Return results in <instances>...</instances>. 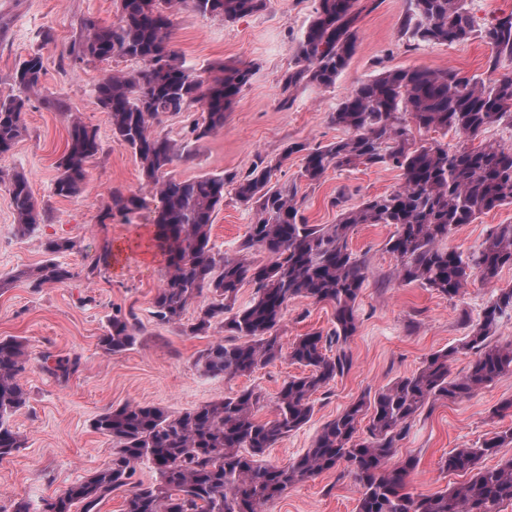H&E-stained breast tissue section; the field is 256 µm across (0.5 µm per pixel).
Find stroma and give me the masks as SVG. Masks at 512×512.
<instances>
[{"instance_id":"obj_1","label":"stroma","mask_w":512,"mask_h":512,"mask_svg":"<svg viewBox=\"0 0 512 512\" xmlns=\"http://www.w3.org/2000/svg\"><path fill=\"white\" fill-rule=\"evenodd\" d=\"M476 33L453 45L423 44L411 49L399 33L404 0H379L360 22L357 53L329 89L302 88L290 108L280 106L281 80L294 65L296 43L311 20L317 0H270L267 8L234 23L204 17L183 5L171 41L185 65L194 68L251 64L254 75L229 112L222 131L193 144L189 162L173 164L171 176L184 180L206 173L246 172L258 158L278 157L292 143L325 145L343 137L329 115L357 83L368 79L377 62L390 68L454 67L477 79H488V50L479 36L496 16L512 11V0H468ZM117 0H0V96L14 94L16 66L40 53L45 74L43 90L26 111V131L14 148L0 156V169L24 172L46 219L34 233L16 232L8 194L0 189V278L13 282L0 290V338L25 341L28 357L21 382L27 405L11 423L25 440L24 448L0 461V512H13L14 502L38 504L72 482L103 468L112 457V442L93 431V418L105 408L127 402L159 405L182 412L224 399L239 390L260 391L267 403L259 411L270 418V403L298 366L279 359L255 373L234 379L206 376L197 364L207 336H188L152 315L153 299L167 271L154 241L149 205L154 204L134 154L112 138L107 112L97 104L94 86L117 71H130L134 62L116 58L85 65L74 62L70 47L86 18L115 22ZM99 131L103 151L88 163L82 192L67 199L54 195L57 162L64 154L72 117ZM300 157L292 155L276 173L279 183L296 185L310 223L332 224L337 209L331 201L344 195L347 206L388 193L402 182L389 166L328 170L319 184L297 178ZM113 189L144 196L148 204L131 220L101 223ZM252 214L225 193L212 240L216 250L234 254L243 242ZM512 224V205L497 207L473 223L457 227L448 246L466 253L478 251L489 229ZM393 231L386 224H362L350 246L369 271L358 301L359 326L348 343L352 364L343 375L318 392L311 421L279 441L268 460L286 463L308 448L322 425L336 417L367 390L379 389L410 375L431 353L458 345L467 334L461 318L479 319L499 287L512 285V266L503 267L496 286L470 283L458 296L447 298L420 283L405 284L394 276L397 260L384 244ZM49 237L75 241L74 250L59 262L73 268L75 278L64 284L31 287L16 279L18 270L43 263ZM113 247L112 261L93 279L85 271L94 263L103 242ZM134 312L142 327L136 346L118 355L99 343L116 312ZM333 309L305 298L289 301L278 331L282 347L312 330L330 331ZM79 356L80 367L69 379L44 368L45 354ZM512 399V376L478 389L471 397L440 402L414 420L397 444L391 464L415 458L409 488L430 495L465 482L462 474L442 471L440 461L455 448L472 446L512 427V410L496 414L501 402ZM358 488L337 472L322 473L299 483L267 512H355Z\"/></svg>"}]
</instances>
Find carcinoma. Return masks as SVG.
Wrapping results in <instances>:
<instances>
[{"instance_id":"carcinoma-1","label":"carcinoma","mask_w":512,"mask_h":512,"mask_svg":"<svg viewBox=\"0 0 512 512\" xmlns=\"http://www.w3.org/2000/svg\"><path fill=\"white\" fill-rule=\"evenodd\" d=\"M185 0H118V19L110 25L87 19L73 42L74 60L85 65L116 56L140 64L119 71L94 88L99 106L109 114L112 139L130 148L139 160L144 183L157 197L153 211L155 240L167 275L153 301V315L190 336L218 332L221 337L202 350L197 364L211 377L233 379L253 374L282 357L278 329L288 301L303 297L334 308L331 334L309 332L298 337L287 358L303 368L281 386L273 416L257 413L264 398L253 389L195 409L176 413L164 407L125 403L98 414L95 432L112 440L108 465L42 500L39 512H100L112 493L123 492L122 512H265L290 487L324 472L343 468L359 487L356 512H501L512 504V458L492 468L483 459L512 444V428L480 445L455 448L441 469L470 475L445 491L415 494L408 478L416 460L390 467L396 442L411 422L439 401L455 402L512 375V345L494 340L499 321L512 310V286L497 289L478 322L465 320L468 333L457 346L430 354L413 374L366 392L336 418L327 421L310 448L285 464L268 463L266 451L306 426L314 414V395L350 364L346 345L358 329L357 301L368 278L364 261L349 246L360 224H388L386 242L397 259L395 277L419 282L450 299L473 280L496 284L500 270L512 265V224H498L471 256L448 248V237L461 224L501 205L512 204V147L472 146L467 141L494 124L512 126V12L482 31L495 76L477 81L454 68H386L359 82L331 113V122L346 136L325 146H289L276 158L259 159L244 174H203L180 180L168 175L176 161L192 159L189 143L224 128L226 112L253 76L250 65L211 66L203 71L180 61L171 42L177 6ZM268 0H190L202 16L226 23L261 12ZM316 12L295 49L294 67L283 76L282 107L301 87L334 86L358 48V22L369 9L363 0H318ZM407 45L453 44L467 40L474 22L467 0H406L399 23ZM40 54L23 60L13 80L18 93L0 98V155L12 150L26 131L31 96L42 89ZM201 110L183 142L153 129L167 112ZM452 130L466 142L450 149L442 143H420L414 131ZM96 128L78 117L69 126L67 151L57 164L54 195L71 198L83 190L86 163L99 155ZM303 153L300 176L317 184L330 169L388 165L401 171L397 189L341 210L334 224H310L297 199V186L273 181L288 158ZM253 212L239 254L214 250L211 229L224 206V187ZM0 187L8 192L19 236L31 234L44 220L27 176L0 170ZM144 208L136 193L111 192L101 221L124 218ZM74 248L69 238H49L42 264L0 279V288L24 279L34 288L65 283L75 277L55 257ZM262 253L267 262L253 259ZM105 243L86 278L108 266ZM253 285L251 300L237 304L240 289ZM196 305L191 321L185 320ZM134 317L112 315L100 337L108 354L136 344ZM336 354L329 355L330 351ZM472 356L467 371L450 374L457 354ZM27 349L23 340L0 338V460L25 446L10 419L27 403L19 381ZM78 358L54 360L52 373L67 379ZM155 478L133 481L140 466Z\"/></svg>"}]
</instances>
